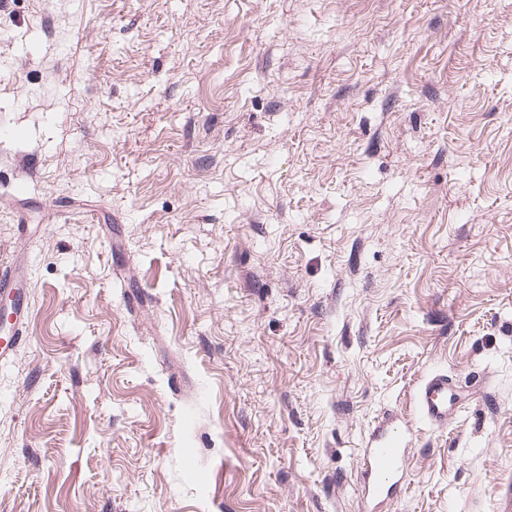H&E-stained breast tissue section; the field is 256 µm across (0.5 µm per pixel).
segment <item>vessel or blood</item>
<instances>
[{"instance_id":"obj_1","label":"vessel or blood","mask_w":512,"mask_h":512,"mask_svg":"<svg viewBox=\"0 0 512 512\" xmlns=\"http://www.w3.org/2000/svg\"><path fill=\"white\" fill-rule=\"evenodd\" d=\"M27 272L16 262H0V293L14 296L15 321L0 345V363L13 360L17 345L26 325V301L21 289ZM458 386L447 372L427 377L418 387L415 399L423 422L436 429L446 428L457 405ZM407 435L401 431L381 430L374 445L366 451L367 497L377 501L392 494L399 483L407 458Z\"/></svg>"}]
</instances>
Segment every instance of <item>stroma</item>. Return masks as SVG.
Returning <instances> with one entry per match:
<instances>
[{"mask_svg":"<svg viewBox=\"0 0 512 512\" xmlns=\"http://www.w3.org/2000/svg\"><path fill=\"white\" fill-rule=\"evenodd\" d=\"M12 259L0 512H512V0H0ZM27 277V270L21 269L16 262H0V293L15 296V321L9 328L5 343L0 346V363H7L14 359L22 330L26 325V301L24 293L20 290L22 282ZM458 389L448 372H436L427 377L415 394L422 421L435 429L446 428L448 418L456 409ZM407 442L406 433L382 429L373 447L367 448L365 489L369 500L384 499L396 490L407 462Z\"/></svg>","mask_w":512,"mask_h":512,"instance_id":"35a3bbf8","label":"stroma"}]
</instances>
